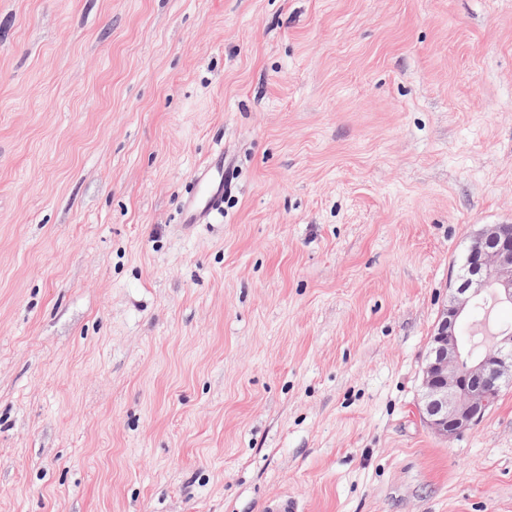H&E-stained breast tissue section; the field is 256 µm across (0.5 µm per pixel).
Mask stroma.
Returning a JSON list of instances; mask_svg holds the SVG:
<instances>
[{
	"label": "stroma",
	"instance_id": "obj_1",
	"mask_svg": "<svg viewBox=\"0 0 512 512\" xmlns=\"http://www.w3.org/2000/svg\"><path fill=\"white\" fill-rule=\"evenodd\" d=\"M490 224L512 0H0V512H512V385L418 410ZM191 183L181 217V227L185 229L202 224L224 208V152H220Z\"/></svg>",
	"mask_w": 512,
	"mask_h": 512
}]
</instances>
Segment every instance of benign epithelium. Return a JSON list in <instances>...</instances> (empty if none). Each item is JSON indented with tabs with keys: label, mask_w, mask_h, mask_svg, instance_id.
I'll list each match as a JSON object with an SVG mask.
<instances>
[{
	"label": "benign epithelium",
	"mask_w": 512,
	"mask_h": 512,
	"mask_svg": "<svg viewBox=\"0 0 512 512\" xmlns=\"http://www.w3.org/2000/svg\"><path fill=\"white\" fill-rule=\"evenodd\" d=\"M512 304V224H492L473 238L455 295L438 319L423 368L421 413L445 438L477 425L491 409L501 381L512 382V331L497 334L482 353L470 350L456 326L485 294Z\"/></svg>",
	"instance_id": "obj_1"
}]
</instances>
